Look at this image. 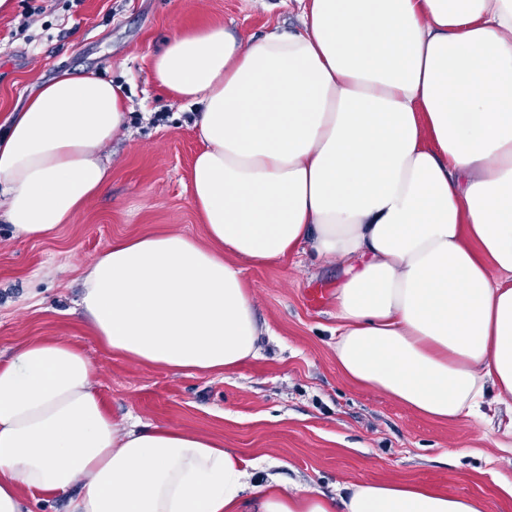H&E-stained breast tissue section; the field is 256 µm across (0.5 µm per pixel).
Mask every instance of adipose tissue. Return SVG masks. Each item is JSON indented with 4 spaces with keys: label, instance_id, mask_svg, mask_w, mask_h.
<instances>
[{
    "label": "adipose tissue",
    "instance_id": "1",
    "mask_svg": "<svg viewBox=\"0 0 512 512\" xmlns=\"http://www.w3.org/2000/svg\"><path fill=\"white\" fill-rule=\"evenodd\" d=\"M302 28L244 41L175 34L153 79L196 106L179 231L112 242L78 304L112 354L221 375L256 358L243 272L301 251L336 262V364L423 414L507 407L512 447V0H297ZM122 85L58 75L0 132L13 237L68 223L112 178ZM92 364L54 339L0 361V512L70 494L68 512H486L484 501L360 480L333 492L252 479L223 440L115 418Z\"/></svg>",
    "mask_w": 512,
    "mask_h": 512
}]
</instances>
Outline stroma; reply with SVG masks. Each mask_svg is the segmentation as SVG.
<instances>
[{
	"label": "stroma",
	"mask_w": 512,
	"mask_h": 512,
	"mask_svg": "<svg viewBox=\"0 0 512 512\" xmlns=\"http://www.w3.org/2000/svg\"><path fill=\"white\" fill-rule=\"evenodd\" d=\"M210 24L257 39L298 31L301 19L295 0H13L0 14V124L64 72L121 84L130 112L126 133L106 149L109 187L69 223L20 241L0 222V358L29 339L69 341L91 360L113 416L222 439L255 461L259 476L289 486L421 484L512 512V452L493 447L484 425L422 415L344 378L332 348V295L343 273L310 253L246 266L269 334L257 358L223 376L113 355L83 322L74 304L83 266L112 240L172 229L204 236L190 198L194 109L154 83L151 63L177 31ZM313 288L326 294L321 306L308 302Z\"/></svg>",
	"instance_id": "1"
}]
</instances>
